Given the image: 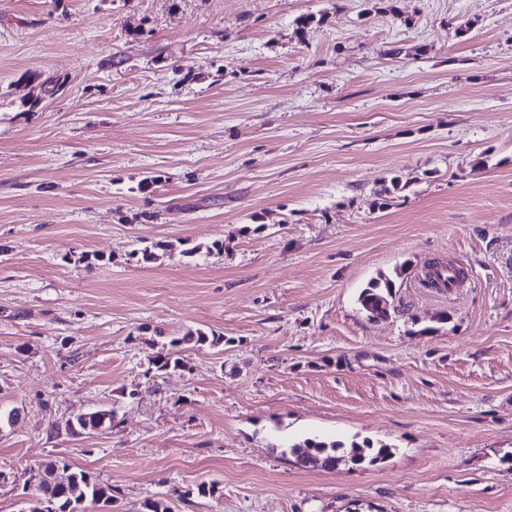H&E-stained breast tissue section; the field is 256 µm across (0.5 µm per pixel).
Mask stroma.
I'll return each instance as SVG.
<instances>
[{
	"mask_svg": "<svg viewBox=\"0 0 512 512\" xmlns=\"http://www.w3.org/2000/svg\"><path fill=\"white\" fill-rule=\"evenodd\" d=\"M55 458L85 512H512V0H0V512ZM393 282L381 275L369 281L358 297V302L368 319L376 320L388 315L387 296L392 294ZM382 305H384L382 307ZM114 417L113 410L90 411L76 419V426L80 429L88 428V430L111 428ZM291 448L302 463L311 459L321 460L322 466L328 469L335 468L337 464L345 460L344 455H338L339 451L344 448L339 444H328L324 441L306 439L302 445H294ZM300 448H307V453L305 451L300 453ZM392 448L385 444L374 447L370 441L363 442L362 445L355 444L350 447V456L348 461L354 465H361L366 462L373 464L384 460L392 454Z\"/></svg>",
	"mask_w": 512,
	"mask_h": 512,
	"instance_id": "35a3bbf8",
	"label": "stroma"
}]
</instances>
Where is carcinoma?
<instances>
[{"mask_svg": "<svg viewBox=\"0 0 512 512\" xmlns=\"http://www.w3.org/2000/svg\"><path fill=\"white\" fill-rule=\"evenodd\" d=\"M392 289V280L383 275L370 280L363 288L358 302L368 319L376 320L388 315L387 296L392 294ZM114 417L115 413L112 410L90 411L76 419V426L90 430L110 428ZM341 449L342 446L338 444L307 439L302 445L293 446V453L303 463L314 459L330 469L344 461V456L339 454ZM391 454L392 450L388 445L381 444L375 447L367 440L361 445L355 444L350 447L349 462L354 465L366 462L373 464L388 458ZM60 464L59 460L45 462L32 475L35 489L42 493L48 503L46 512H81L82 505L87 500L104 505L112 503V488L101 485L83 470L71 472L67 485H59L55 479V472Z\"/></svg>", "mask_w": 512, "mask_h": 512, "instance_id": "1", "label": "carcinoma"}]
</instances>
